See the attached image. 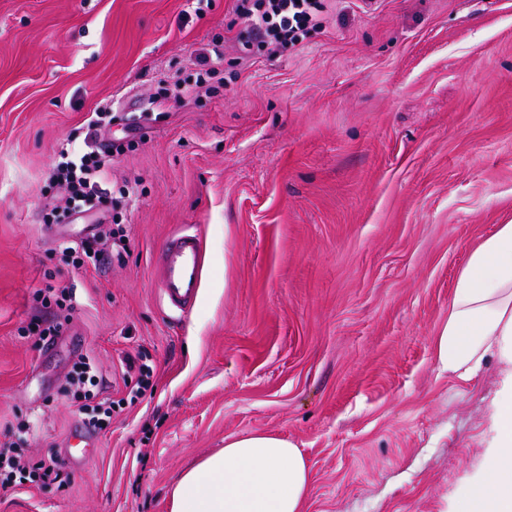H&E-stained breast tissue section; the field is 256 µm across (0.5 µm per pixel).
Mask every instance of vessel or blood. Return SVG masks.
<instances>
[{
  "instance_id": "obj_1",
  "label": "vessel or blood",
  "mask_w": 512,
  "mask_h": 512,
  "mask_svg": "<svg viewBox=\"0 0 512 512\" xmlns=\"http://www.w3.org/2000/svg\"><path fill=\"white\" fill-rule=\"evenodd\" d=\"M160 297L169 310L191 312L202 288V246L198 234L183 230L169 236L154 268Z\"/></svg>"
}]
</instances>
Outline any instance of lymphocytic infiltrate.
I'll use <instances>...</instances> for the list:
<instances>
[{
  "label": "lymphocytic infiltrate",
  "mask_w": 512,
  "mask_h": 512,
  "mask_svg": "<svg viewBox=\"0 0 512 512\" xmlns=\"http://www.w3.org/2000/svg\"><path fill=\"white\" fill-rule=\"evenodd\" d=\"M235 10L249 24L255 38L277 52L296 47L307 29L320 25L325 0H236ZM106 119L107 115L102 111L89 118L85 151L75 153L60 149V160L51 179L54 185L65 190L66 197L63 204H47L46 221L93 210H115L116 201L102 186L111 159L98 148V138ZM36 297L43 308L53 310L54 318L50 321L30 320L28 335L41 341L63 336L72 321L74 289L47 287L38 290ZM101 381L97 362L84 356L75 363L68 388L78 405L83 424L97 433L109 428L117 407L112 398L102 396ZM29 430V424L18 423L15 439L0 445L1 491L26 482L44 486L59 480L54 456L35 462L26 459L24 448Z\"/></svg>",
  "instance_id": "lymphocytic-infiltrate-1"
}]
</instances>
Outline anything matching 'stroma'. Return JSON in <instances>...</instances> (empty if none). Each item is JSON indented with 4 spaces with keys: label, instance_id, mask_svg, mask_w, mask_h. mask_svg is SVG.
Returning <instances> with one entry per match:
<instances>
[{
    "label": "stroma",
    "instance_id": "35a3bbf8",
    "mask_svg": "<svg viewBox=\"0 0 512 512\" xmlns=\"http://www.w3.org/2000/svg\"><path fill=\"white\" fill-rule=\"evenodd\" d=\"M235 4L0 0V443L27 420L28 458L61 455L76 354L125 401L88 465L0 512H168L187 467L257 431L302 451L305 512H453L481 467L502 366L449 377L435 339L469 250L512 222V0H329L301 45L247 54ZM215 46L212 78L157 104ZM101 109L130 232L84 270L60 245L93 218L42 216ZM185 228L204 272L183 316L153 259ZM48 285L78 302L50 353L20 334ZM140 353L156 388L131 402Z\"/></svg>",
    "mask_w": 512,
    "mask_h": 512
}]
</instances>
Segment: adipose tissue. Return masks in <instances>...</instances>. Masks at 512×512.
Wrapping results in <instances>:
<instances>
[{"mask_svg":"<svg viewBox=\"0 0 512 512\" xmlns=\"http://www.w3.org/2000/svg\"><path fill=\"white\" fill-rule=\"evenodd\" d=\"M436 354L442 370L462 378L475 375L490 355L503 366L483 474L456 512H512V224L500 225L470 252ZM310 480L301 450L287 438L244 434L179 477L169 492V512H303Z\"/></svg>","mask_w":512,"mask_h":512,"instance_id":"1","label":"adipose tissue"}]
</instances>
